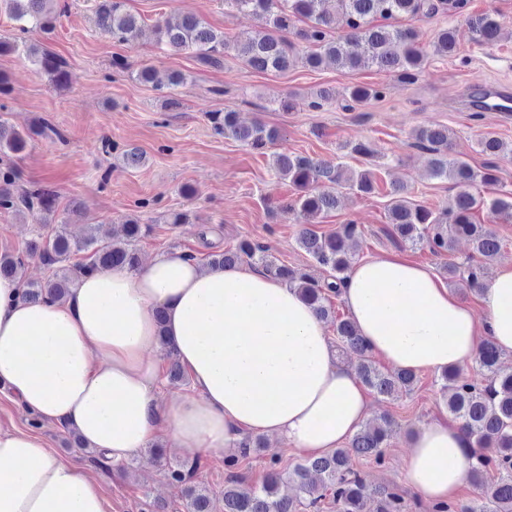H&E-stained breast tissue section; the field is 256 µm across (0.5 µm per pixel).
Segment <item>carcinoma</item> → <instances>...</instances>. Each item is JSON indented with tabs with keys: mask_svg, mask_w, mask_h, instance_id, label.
I'll list each match as a JSON object with an SVG mask.
<instances>
[{
	"mask_svg": "<svg viewBox=\"0 0 512 512\" xmlns=\"http://www.w3.org/2000/svg\"><path fill=\"white\" fill-rule=\"evenodd\" d=\"M224 4L258 21L253 35L230 44L223 32L194 14H186L174 22H157V41L173 51L190 52L202 63L213 66L224 64V53L230 50L246 66L260 72L286 71L299 64L316 70L329 62L348 71L375 65L403 82L412 83L423 72L429 55L420 48V31L401 25L400 20L406 16L430 18L448 11L460 12L466 7V0H224ZM3 6L16 22L17 33L8 39L0 38V55L22 51L57 86L69 85L71 73L66 63L27 39L31 32H50L56 27L61 15L58 0H0V8ZM95 12L101 33L119 42L138 35L140 21L127 10L126 0H97ZM469 23L474 39L481 45L495 43L504 26L500 18L489 13L472 17ZM431 46L435 55H452L456 51L453 32L446 28L438 31ZM380 97V90L357 85L344 93L343 108L354 110ZM209 121L216 134L259 152L280 138L278 129L260 121L250 126L241 124L232 109L210 114ZM41 133L42 130L33 128L23 134L0 119V156L24 151L32 136ZM412 137L418 148L431 155L430 176L451 182L454 194L448 205L434 211L411 199L407 187L394 185L389 192L388 223L400 243L426 248L436 256L451 253L455 238L468 239L474 263L463 270L450 262L444 271L450 281L466 291H475L482 282L483 262L497 255L501 240L486 225L476 222L474 213L485 210L495 217L511 219L512 193L487 198L473 192L478 183L497 182L495 167L487 163L477 169L464 155L452 152L448 128L421 127L413 131ZM478 146L480 153L487 156H497L505 150L504 143L494 136L482 137ZM273 166L296 191L288 210L306 224L298 234L297 244L318 265L331 271L332 280L321 282L306 271L278 264L260 245L247 239L212 255L210 265L225 268L246 262L297 289L322 320L335 325L338 349L357 355L356 371L364 386L383 398L412 391L417 383L416 373L405 369L382 370L351 319L338 314L333 307L332 298L340 297L352 265L353 255L347 242L360 234L357 225L343 224L330 233L309 228L311 224L322 223L328 213L336 210L338 189L357 194L372 192L376 185L372 172L353 173L341 165L331 170L302 154H278ZM17 180L15 169L0 163V208L19 215L37 210L45 215V224L52 223L56 194L44 188L20 191L16 188ZM151 231V225L127 219L121 237L104 240L90 225L82 236L75 237L68 225L58 224L49 235L38 236L26 247V255L38 258L48 271L44 279H24V259L12 254L0 255V276L19 279L22 297L28 301L64 300L81 272L117 266L139 268L137 243ZM79 252L91 253L90 261L72 263ZM164 354L168 359V384L187 382L188 373L175 350L166 345ZM501 356L496 345L486 339L476 360L483 380L465 378L456 369L440 375L444 409L448 417L462 423L469 444V479L479 494L476 502L459 506V512H512V372L502 370ZM392 427L389 417L367 421L347 447L306 458L291 473L296 484L293 497L279 493L281 477L274 456L265 462L262 484L244 487L246 477L240 471L241 464L264 450L262 436L246 435L239 445V454L224 460V512H320L326 500L336 504L338 512H405L404 499L394 488L369 484L352 465L355 457L383 465ZM152 453L155 460L168 467L172 480L187 485L186 512H215L206 488L196 483L198 460L172 464L160 446L153 448ZM491 470L497 477L489 481L487 474ZM370 502L376 503L371 511L367 508Z\"/></svg>",
	"mask_w": 512,
	"mask_h": 512,
	"instance_id": "carcinoma-1",
	"label": "carcinoma"
}]
</instances>
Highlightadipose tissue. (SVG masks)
Masks as SVG:
<instances>
[{
    "label": "adipose tissue",
    "instance_id": "adipose-tissue-1",
    "mask_svg": "<svg viewBox=\"0 0 512 512\" xmlns=\"http://www.w3.org/2000/svg\"><path fill=\"white\" fill-rule=\"evenodd\" d=\"M342 298L365 344L396 369H467L484 336L512 352L511 262L483 282L478 314L428 269L394 255L355 262ZM164 343L194 388L167 402L154 356ZM0 391L117 462L162 428L188 455L231 454L244 435L259 434L319 456L350 440L370 407L295 289L178 253L135 270L80 273L63 301L24 300L17 280L1 277ZM466 446L460 423L423 427L405 484L432 502L452 498L468 480ZM0 512L106 510L98 484L40 437L0 430Z\"/></svg>",
    "mask_w": 512,
    "mask_h": 512
}]
</instances>
